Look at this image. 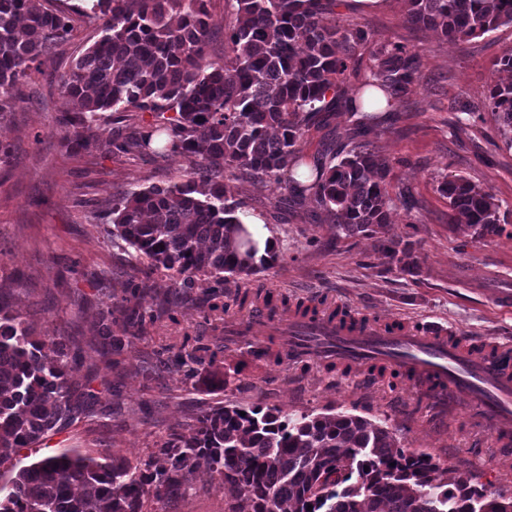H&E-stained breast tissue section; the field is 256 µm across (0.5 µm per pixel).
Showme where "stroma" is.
Instances as JSON below:
<instances>
[{"mask_svg":"<svg viewBox=\"0 0 512 512\" xmlns=\"http://www.w3.org/2000/svg\"><path fill=\"white\" fill-rule=\"evenodd\" d=\"M336 22L371 34L345 83L348 94L372 69L375 44L397 42L420 55L412 93L395 103L376 140L392 168L390 232L412 243L419 265L413 275L387 268L376 238L338 231L313 199L285 211L278 206L279 188L241 177L233 183L237 213L267 224L279 261L249 278H229L223 297L228 308L221 314L210 309L208 281H197L186 298L155 271L151 289L139 299L146 321L135 328L131 345L113 354L100 335V320L147 262L111 237L112 222L92 224L88 218L112 197L180 181L186 162L114 156L65 142L64 119L74 105L58 78L102 34L98 22L79 16L72 39L26 88L27 103L0 122V142L13 149L9 163L0 166V281L13 286V307L36 335L64 338L72 378H93L101 393L74 424L29 450L30 460L67 446L93 456L115 453L139 466L163 440L191 435L206 411L258 403L290 414L347 412L385 424L404 448L430 453L458 473L475 475L488 491L512 496V452L501 451L493 431L472 424L461 403L436 399L425 385L360 368L344 375L321 365L262 361L239 372L231 361L182 368L170 362L172 352L189 354L198 341L223 338L225 321L250 319L249 309L233 303L247 289L291 303H340L373 322L441 323L468 344L512 342V308L488 294L512 283V223L482 239L460 231L449 224L448 201L438 191L444 178L462 176L512 210V150L502 147L492 116L458 135L448 132L457 108L482 101L498 79L493 63L512 48V24L465 42L445 41L407 23L405 0H381L374 9L341 0ZM353 123L349 113L334 112L312 124L301 142L305 161L347 142ZM146 508L228 512V500L203 467L185 496L152 498Z\"/></svg>","mask_w":512,"mask_h":512,"instance_id":"obj_1","label":"stroma"}]
</instances>
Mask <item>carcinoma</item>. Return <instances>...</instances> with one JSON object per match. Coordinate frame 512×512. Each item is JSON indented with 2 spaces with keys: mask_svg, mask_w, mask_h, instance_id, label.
<instances>
[{
  "mask_svg": "<svg viewBox=\"0 0 512 512\" xmlns=\"http://www.w3.org/2000/svg\"><path fill=\"white\" fill-rule=\"evenodd\" d=\"M81 12L101 20L102 36L60 78L77 107L67 124L86 147L110 155L179 156L185 179L151 185L108 203L112 235L145 258L149 271L130 284L145 292L150 272H166L189 290L205 278L216 287L273 266L275 251L255 259L232 179L250 176L287 191L288 205L309 192L347 236L378 237L388 265L412 273L411 244L389 234V164L377 155L373 111L392 106L417 82L419 54L397 42L377 45L368 87L345 95L367 29L336 25L340 0H233L236 25L224 54L207 59L211 0H85ZM408 21L451 41H468L512 24V0H406ZM71 14L40 0H0V119L22 102L21 87L73 35ZM342 108L361 114L349 141L317 159L304 184L293 170L309 126ZM152 112L158 122L126 125L100 142L110 113ZM174 112L167 117L165 113ZM512 149V81L496 80L480 103ZM448 223L478 238L508 223L494 195L464 177L440 183ZM102 317L101 333L118 351L123 331L146 313L125 305ZM100 399L90 382H72L60 336H36L0 287V465L60 433ZM245 415H240V412ZM206 465L230 497L229 512H507L512 497L487 492L423 452L403 448L388 427L345 413L295 416L259 405H224L197 418L195 434L163 441L155 459L133 467L119 455L77 448L20 468L0 512H145L147 500L178 498ZM369 470H364V467Z\"/></svg>",
  "mask_w": 512,
  "mask_h": 512,
  "instance_id": "carcinoma-1",
  "label": "carcinoma"
}]
</instances>
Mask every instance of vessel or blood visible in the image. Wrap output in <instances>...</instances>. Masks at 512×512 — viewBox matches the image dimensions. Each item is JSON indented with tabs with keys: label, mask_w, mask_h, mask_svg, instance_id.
<instances>
[{
	"label": "vessel or blood",
	"mask_w": 512,
	"mask_h": 512,
	"mask_svg": "<svg viewBox=\"0 0 512 512\" xmlns=\"http://www.w3.org/2000/svg\"><path fill=\"white\" fill-rule=\"evenodd\" d=\"M270 334L285 337L293 364L336 363L350 366L386 365L434 385L442 393L466 396L474 419L500 434L512 433V346H497L495 353L456 344L446 327L368 324L349 328L327 319L297 313L270 317L258 314ZM230 347L261 349L242 324L226 325Z\"/></svg>",
	"instance_id": "vessel-or-blood-1"
}]
</instances>
